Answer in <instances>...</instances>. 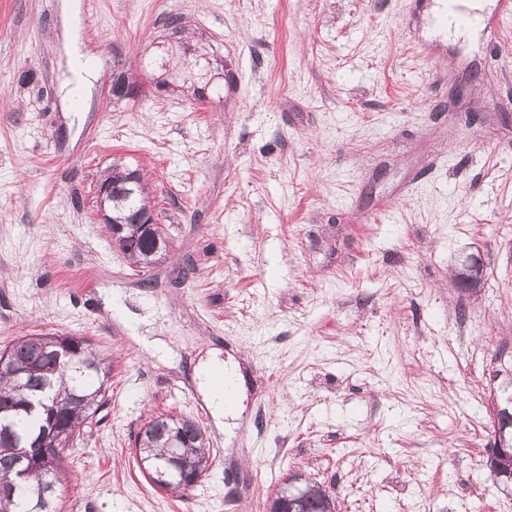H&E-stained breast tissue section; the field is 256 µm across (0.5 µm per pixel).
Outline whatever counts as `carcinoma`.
<instances>
[{
  "label": "carcinoma",
  "mask_w": 512,
  "mask_h": 512,
  "mask_svg": "<svg viewBox=\"0 0 512 512\" xmlns=\"http://www.w3.org/2000/svg\"><path fill=\"white\" fill-rule=\"evenodd\" d=\"M143 207L140 192L122 191L112 199V217L124 222L117 234L121 252L136 264L154 260L156 248L167 247L157 224H135ZM481 260L472 256L454 280L471 293L482 280ZM71 347L68 361L58 358L61 347ZM0 512H57L56 487L63 453L76 430L96 412L104 397L109 368L89 340L63 334L22 336L0 351ZM494 436L512 448V401L500 407L493 421ZM135 446L151 480L158 486L183 474L193 478L205 472L210 457L204 432L185 416L161 414L151 418L136 435ZM19 448H49L44 457L19 461ZM309 496L288 501L290 512H331L334 502L322 487L305 482Z\"/></svg>",
  "instance_id": "obj_1"
}]
</instances>
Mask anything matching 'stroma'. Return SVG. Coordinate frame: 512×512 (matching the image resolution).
Instances as JSON below:
<instances>
[{"instance_id": "obj_1", "label": "stroma", "mask_w": 512, "mask_h": 512, "mask_svg": "<svg viewBox=\"0 0 512 512\" xmlns=\"http://www.w3.org/2000/svg\"><path fill=\"white\" fill-rule=\"evenodd\" d=\"M80 2L84 116L60 97L61 0H0V350L68 334L112 364L58 512H267L296 474L337 512H512L485 466L512 372V22L447 40L435 0ZM116 169L170 243L147 270L98 214ZM473 254L469 296L453 276ZM214 352L244 380L230 437L194 379ZM160 414L209 442L183 493L133 444Z\"/></svg>"}]
</instances>
